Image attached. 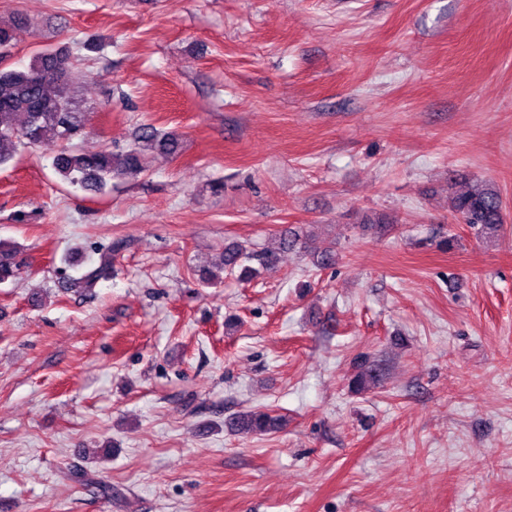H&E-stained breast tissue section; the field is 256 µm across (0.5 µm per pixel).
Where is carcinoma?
<instances>
[{"mask_svg": "<svg viewBox=\"0 0 512 512\" xmlns=\"http://www.w3.org/2000/svg\"><path fill=\"white\" fill-rule=\"evenodd\" d=\"M21 21L0 24V142L16 141L26 147H46L54 151L53 169L61 179L84 191L99 193L112 178L137 175L144 170L143 150L154 148L171 154L179 147V138L161 133L150 124L140 128L139 145L114 153L78 152L73 141L86 131L85 114L75 110L65 99L60 85L69 79L73 64L66 49L44 48L38 51L29 65L17 69L4 64L15 40ZM22 122L15 123L16 117ZM449 208L455 217L480 238H492L503 228V202L497 190L486 184H475L449 197ZM282 238L279 246L257 254L238 245L224 247V268L239 270V277L250 280L260 271L275 266L280 252L288 248ZM255 260L258 267L248 265ZM24 262L18 248L0 241V284L15 281L22 273ZM112 277V250L100 253L98 264L77 278L64 279L61 287L90 288L100 280ZM281 425V420L263 410L240 415L234 421L237 430L248 434H266Z\"/></svg>", "mask_w": 512, "mask_h": 512, "instance_id": "obj_1", "label": "carcinoma"}]
</instances>
